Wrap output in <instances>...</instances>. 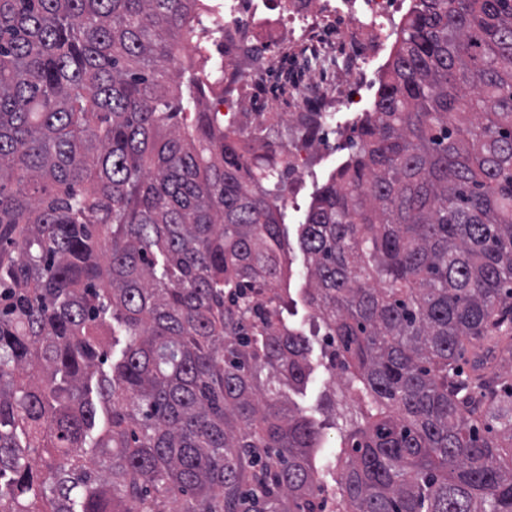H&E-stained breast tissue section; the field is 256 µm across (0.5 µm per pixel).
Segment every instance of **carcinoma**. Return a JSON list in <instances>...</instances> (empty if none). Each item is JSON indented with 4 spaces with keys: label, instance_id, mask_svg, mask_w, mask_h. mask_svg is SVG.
Instances as JSON below:
<instances>
[{
    "label": "carcinoma",
    "instance_id": "cac0c4a2",
    "mask_svg": "<svg viewBox=\"0 0 512 512\" xmlns=\"http://www.w3.org/2000/svg\"><path fill=\"white\" fill-rule=\"evenodd\" d=\"M204 5L0 0V512H512V0H410L295 295ZM485 348L486 346L478 341H473L471 344H468L467 352L463 356H461V359L459 361L461 369H463L466 373H471L474 362L476 358L479 356L487 364L499 368L501 372H508L510 382L512 383V351L510 359V354H506L500 350H494V352L492 353ZM315 351L312 354V364L314 372L310 377L308 387L303 395H292L300 407L310 411L311 408L316 406L318 395L322 389L323 381L326 379V374L323 367L320 365V351L317 343L314 342Z\"/></svg>",
    "mask_w": 512,
    "mask_h": 512
}]
</instances>
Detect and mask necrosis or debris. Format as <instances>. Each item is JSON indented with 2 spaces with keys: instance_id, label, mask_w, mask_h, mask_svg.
I'll use <instances>...</instances> for the list:
<instances>
[{
  "instance_id": "necrosis-or-debris-1",
  "label": "necrosis or debris",
  "mask_w": 512,
  "mask_h": 512,
  "mask_svg": "<svg viewBox=\"0 0 512 512\" xmlns=\"http://www.w3.org/2000/svg\"><path fill=\"white\" fill-rule=\"evenodd\" d=\"M405 0H288L284 8H266L265 0H219L213 10L224 28L222 78L211 94L212 111L224 126L239 130L253 147L265 119L258 107L267 80L282 55H289L287 97L290 125L317 120L315 139L329 146L352 131L383 62L392 51L396 17ZM264 53L263 66L240 72L244 47Z\"/></svg>"
}]
</instances>
